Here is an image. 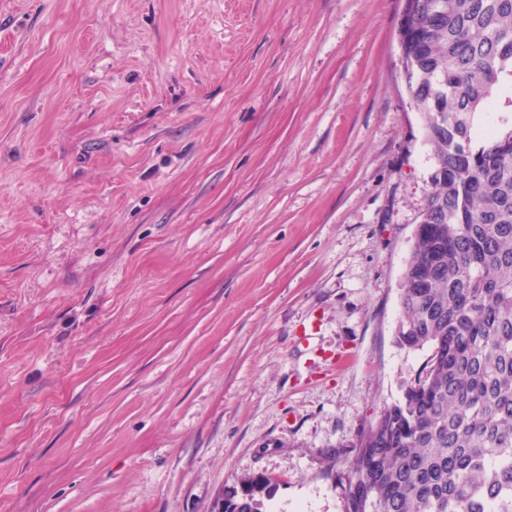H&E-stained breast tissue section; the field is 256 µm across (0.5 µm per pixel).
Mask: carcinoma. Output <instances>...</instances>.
Listing matches in <instances>:
<instances>
[{
	"instance_id": "1",
	"label": "carcinoma",
	"mask_w": 512,
	"mask_h": 512,
	"mask_svg": "<svg viewBox=\"0 0 512 512\" xmlns=\"http://www.w3.org/2000/svg\"><path fill=\"white\" fill-rule=\"evenodd\" d=\"M407 93L436 170L401 289L396 336L428 349L400 400L352 446L343 512H512V0H414ZM263 475L224 490V512H265Z\"/></svg>"
}]
</instances>
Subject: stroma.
<instances>
[{"label":"stroma","mask_w":512,"mask_h":512,"mask_svg":"<svg viewBox=\"0 0 512 512\" xmlns=\"http://www.w3.org/2000/svg\"><path fill=\"white\" fill-rule=\"evenodd\" d=\"M403 8L0 0V512H343L428 355ZM275 485L263 475L244 477L240 487L221 490L212 512H266L265 501L274 496Z\"/></svg>","instance_id":"obj_1"}]
</instances>
